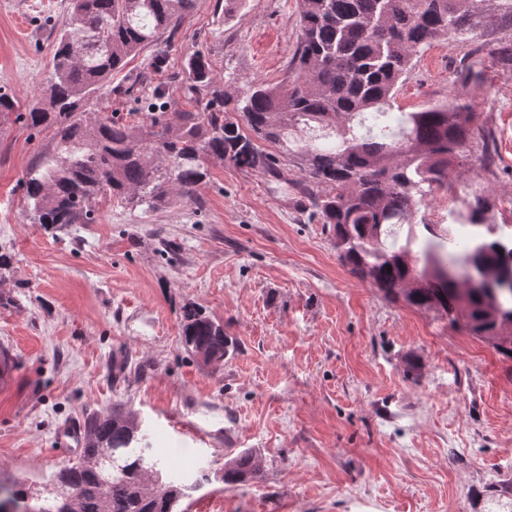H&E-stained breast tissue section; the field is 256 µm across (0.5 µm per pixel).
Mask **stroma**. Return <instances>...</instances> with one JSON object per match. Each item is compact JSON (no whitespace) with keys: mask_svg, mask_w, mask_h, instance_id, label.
I'll list each match as a JSON object with an SVG mask.
<instances>
[{"mask_svg":"<svg viewBox=\"0 0 512 512\" xmlns=\"http://www.w3.org/2000/svg\"><path fill=\"white\" fill-rule=\"evenodd\" d=\"M68 0H0V92L26 112L52 73ZM501 30L434 42L414 59L394 109L454 94L475 51ZM299 37L298 0H196L165 46L114 74L92 107L139 124L153 89L190 109L175 76L209 54L230 92L281 82ZM495 166L453 168L414 223L460 239L474 195L512 225V70L485 68L474 102ZM52 132L0 119V483L42 489L72 419L120 409L189 487V512H512V359L434 311L384 296L343 264L304 201L298 168L281 176L206 159L193 198L156 206L103 195L91 224H36L24 181ZM196 305L238 344L204 363L181 339ZM251 482H204L243 451Z\"/></svg>","mask_w":512,"mask_h":512,"instance_id":"1","label":"stroma"}]
</instances>
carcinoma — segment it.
Segmentation results:
<instances>
[{"mask_svg": "<svg viewBox=\"0 0 512 512\" xmlns=\"http://www.w3.org/2000/svg\"><path fill=\"white\" fill-rule=\"evenodd\" d=\"M70 13L56 33L52 77L45 103L17 118L30 129H54L53 154L27 179L36 224H88L98 195L152 206L170 189L190 198L207 176L204 158L280 176V156L318 188L311 206L333 236L336 250L360 278L411 307L433 310L474 336L492 341L504 357L512 352V249L500 224L488 223L491 205L474 196L467 220L480 233L460 243L432 224L409 231L403 243L395 227L411 223L427 197L450 188L449 172L479 152L494 163L491 132L477 125L464 98L482 81L483 60L470 61L451 100L435 101L391 121L398 85L415 56L435 41L466 36L485 19L509 18L512 0H300L301 36L290 61L288 84L253 79L231 95L213 74L210 57L193 53L180 77L194 108L176 113L171 133L162 112L139 125L110 116L90 121L88 106L103 95L112 75L147 47L162 52L163 35L191 11L195 0H69ZM488 55L512 67V34ZM327 130L332 145L304 141L297 130ZM392 270H387V267ZM181 335L204 362L219 364L237 345L224 325L193 305L182 309ZM86 443L54 479L81 491L73 512H176L187 486L167 474L166 462L147 456V434L131 416L112 412L86 425ZM101 455L100 469L87 464ZM260 472L244 452L224 466L220 480L236 486Z\"/></svg>", "mask_w": 512, "mask_h": 512, "instance_id": "obj_1", "label": "carcinoma"}]
</instances>
